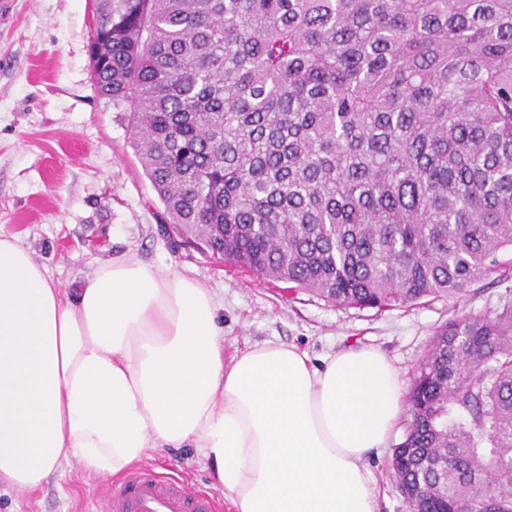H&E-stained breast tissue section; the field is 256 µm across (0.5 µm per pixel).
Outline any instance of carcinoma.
<instances>
[{"mask_svg": "<svg viewBox=\"0 0 512 512\" xmlns=\"http://www.w3.org/2000/svg\"><path fill=\"white\" fill-rule=\"evenodd\" d=\"M97 93L161 220L340 306L512 270V0H93ZM392 470L410 512L512 503V290L439 326Z\"/></svg>", "mask_w": 512, "mask_h": 512, "instance_id": "obj_1", "label": "carcinoma"}]
</instances>
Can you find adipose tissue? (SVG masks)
Segmentation results:
<instances>
[{
	"label": "adipose tissue",
	"instance_id": "obj_1",
	"mask_svg": "<svg viewBox=\"0 0 512 512\" xmlns=\"http://www.w3.org/2000/svg\"><path fill=\"white\" fill-rule=\"evenodd\" d=\"M221 307L131 255L65 297L0 235V483L34 491L73 461L117 478L192 448L234 512H376L365 459L402 413L397 368L373 347L316 365L274 341L225 359Z\"/></svg>",
	"mask_w": 512,
	"mask_h": 512
}]
</instances>
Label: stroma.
I'll list each match as a JSON object with an SVG mask.
<instances>
[{
	"label": "stroma",
	"instance_id": "35a3bbf8",
	"mask_svg": "<svg viewBox=\"0 0 512 512\" xmlns=\"http://www.w3.org/2000/svg\"><path fill=\"white\" fill-rule=\"evenodd\" d=\"M92 0H17L0 26V234L44 264L55 284L123 253L170 266L215 292L224 304V356L268 340L292 344L313 362L348 346L379 349L412 380L434 331L448 319L494 309L504 284L484 280L462 298L431 297L380 311L333 305L217 262L159 222L162 206L131 145L124 115L100 97L87 47ZM408 414L368 457L377 512H408L389 468ZM150 472L185 480L223 501L209 466L191 449L154 452ZM112 481L80 476L77 466L29 494L0 485V512H102Z\"/></svg>",
	"mask_w": 512,
	"mask_h": 512
}]
</instances>
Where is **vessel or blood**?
<instances>
[{"mask_svg":"<svg viewBox=\"0 0 512 512\" xmlns=\"http://www.w3.org/2000/svg\"><path fill=\"white\" fill-rule=\"evenodd\" d=\"M212 498L173 479L136 472L106 499V512H214Z\"/></svg>","mask_w":512,"mask_h":512,"instance_id":"1","label":"vessel or blood"}]
</instances>
